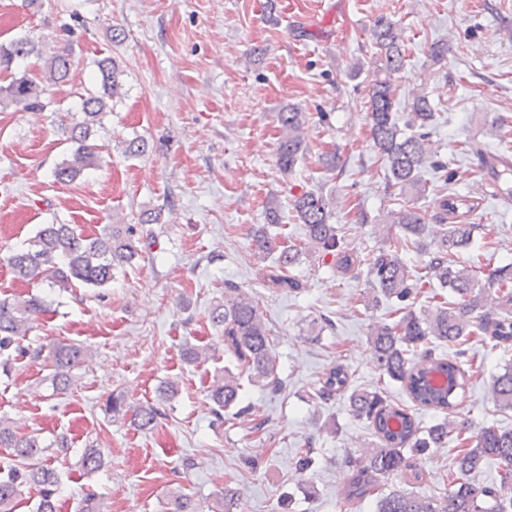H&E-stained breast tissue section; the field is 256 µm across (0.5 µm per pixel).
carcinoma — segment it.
<instances>
[{
    "label": "carcinoma",
    "mask_w": 512,
    "mask_h": 512,
    "mask_svg": "<svg viewBox=\"0 0 512 512\" xmlns=\"http://www.w3.org/2000/svg\"><path fill=\"white\" fill-rule=\"evenodd\" d=\"M375 45L381 76L369 87L365 101L371 140L384 161L386 186L420 194L426 190L422 178L425 170L448 169V163L438 158V149L430 140L435 108L425 93L415 91L408 104L407 120L399 124L396 79L405 66L403 30L393 22L379 21ZM33 54L40 51L29 36L0 44V71L8 73L7 84L0 85V104L14 103L27 111L41 112L47 106L42 96L50 87L68 79L74 60L67 50L51 54L38 79L27 72L12 71L15 61ZM96 67L99 90L82 99V120L61 123L73 150L70 157L54 168L53 177L59 183H70L85 171L99 167L101 156L91 137L102 126L103 117L112 111L110 102L123 95L122 70L116 59L105 56L96 62ZM277 121L281 129L277 164L281 170L290 172L306 150L308 117L289 107L277 114ZM292 207L304 225L301 245L283 246L277 235L270 232L281 224L279 209L274 205L265 212V226L255 231L259 257L266 259L277 254L271 264L259 267L265 287L297 288L298 282L290 275V269L303 254L331 256L346 274L359 268L360 257L343 242L338 227L330 223L332 198L305 190L293 196ZM477 208L476 197L452 189L443 195L435 216L440 227L439 243L420 280L448 289L454 297L452 301L443 300L432 309L418 312L409 304L418 282L413 280L400 252L410 246L422 250L428 235L425 216L409 199L400 200L393 213V223L401 231L399 238L371 253L366 263L367 306L375 308L387 301L403 309L398 320L371 328L376 368L381 376L401 383L415 407L440 412L443 418L429 427L420 426L414 410L390 402L383 392L349 387V373L340 366L329 369L313 395L318 403H325L338 393L345 395L351 412L371 426L373 443L362 449L359 456L347 460L353 469L348 499L362 501L372 497L374 512H512V430L485 425L468 437L471 424L453 418L465 399L470 380L464 368L470 359L462 348L467 337L482 335L494 348L512 345V313L506 308L486 311L483 305L488 288L499 289L504 304L512 302V263L489 269L481 278L476 268L458 261L460 254L473 247L470 215ZM153 244V236L140 235L133 224H109L95 237L77 232L71 224H44L34 237L10 251L5 261L18 279L51 290L67 292L80 285L102 288L112 282L116 272L151 250ZM46 308L47 301L39 294L0 298V355L13 352L33 362L47 360L52 386L62 392L71 381L72 371L89 358V351L71 344H27L34 319ZM209 318L221 330L224 349L238 369L235 373L224 368L209 387L215 417L221 420L223 411L235 407L236 415L251 418V429L258 431L263 421L256 418L250 406H240L244 383L257 385L271 394L282 388L278 355L259 300L239 283L227 279L224 301L211 308ZM445 346L448 352L438 351ZM182 359L189 365L200 364L207 360L205 348L187 345L182 350ZM490 390L501 408L512 409V363L493 376ZM128 410L141 429L154 428L165 416L153 404L130 406ZM451 437L462 448L448 469L447 485L440 495H420L401 487L387 492L380 489L382 482L408 471L410 455L443 448ZM0 447L12 449L13 456L21 460L43 452L37 437L19 436L2 424ZM104 460L105 449L91 446L84 449L81 466L86 473H94L103 467ZM489 460L501 466L499 484L478 487L471 476ZM57 485L56 473L49 467L14 468L0 477V512H15L25 490L32 486L40 488L35 512H58ZM209 512H242L239 492L224 487Z\"/></svg>",
    "instance_id": "carcinoma-1"
}]
</instances>
